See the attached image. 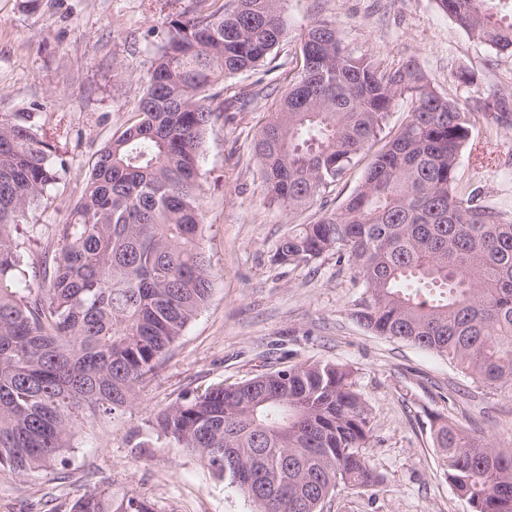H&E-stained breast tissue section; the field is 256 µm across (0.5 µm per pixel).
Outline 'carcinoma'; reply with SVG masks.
<instances>
[{
  "label": "carcinoma",
  "mask_w": 512,
  "mask_h": 512,
  "mask_svg": "<svg viewBox=\"0 0 512 512\" xmlns=\"http://www.w3.org/2000/svg\"><path fill=\"white\" fill-rule=\"evenodd\" d=\"M285 2L159 10L137 120L89 169L48 274L25 261L26 224L67 173L69 129L36 112L0 113V470L66 464L76 427L128 407L208 302L203 139L224 111L217 88L265 66L284 42ZM494 2L436 0L463 30L512 54V15ZM293 59L254 146L270 203L306 206L373 156L340 208L291 225L273 262L336 254L363 285L352 316L364 328L512 392V220L459 185L469 113L416 62L388 67L347 50L331 21L309 23ZM405 98L408 120L387 128ZM370 424L351 371L320 362L185 395L152 421L258 512H321L340 486H377L362 452ZM431 436L471 512H512V448L451 421L433 423ZM71 512L154 509L94 488Z\"/></svg>",
  "instance_id": "obj_1"
}]
</instances>
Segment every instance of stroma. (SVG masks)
<instances>
[{"label":"stroma","mask_w":512,"mask_h":512,"mask_svg":"<svg viewBox=\"0 0 512 512\" xmlns=\"http://www.w3.org/2000/svg\"><path fill=\"white\" fill-rule=\"evenodd\" d=\"M288 37L273 69L225 81V96L266 88L239 111L225 108L202 148L204 243L215 274L209 301L185 328L132 407L77 429L66 466L28 475L0 470V512H70L89 487L119 500L137 494L154 512H255L197 457L151 427L154 415L186 394L230 385L287 364L347 367L371 414L365 449L380 484L341 489L323 512H470L446 481L430 432L441 415L473 435L512 448V394L473 382L444 357L373 335L352 316L362 293L347 264L326 255L298 267L272 256L290 225L339 208L360 184L355 167L306 207L270 204L254 143L259 122L285 89L280 76L307 24L326 19L344 46L385 65L415 60L465 106L473 148L458 178L485 203L512 212V129L489 115V97L512 112V55L472 38L435 0H288ZM147 0H0V113L38 111L64 119L70 168L34 210L29 263L52 262L59 229L99 151L135 119L153 51ZM464 72L469 80L449 84Z\"/></svg>","instance_id":"35a3bbf8"}]
</instances>
